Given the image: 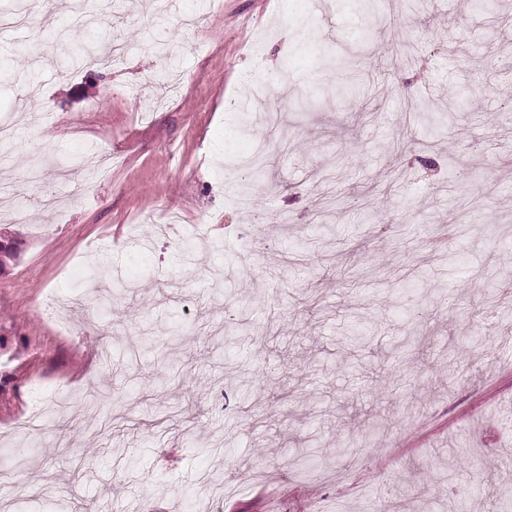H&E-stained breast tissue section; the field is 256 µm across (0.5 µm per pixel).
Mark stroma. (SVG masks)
<instances>
[{
	"label": "stroma",
	"instance_id": "1",
	"mask_svg": "<svg viewBox=\"0 0 512 512\" xmlns=\"http://www.w3.org/2000/svg\"><path fill=\"white\" fill-rule=\"evenodd\" d=\"M431 2L39 0L0 29V512H203V471L223 512H512V0ZM101 43L128 51L85 67ZM276 78L311 111L247 98ZM270 108L288 147L241 209Z\"/></svg>",
	"mask_w": 512,
	"mask_h": 512
}]
</instances>
